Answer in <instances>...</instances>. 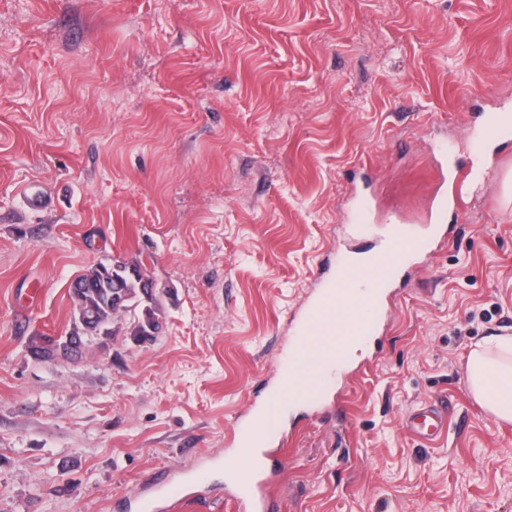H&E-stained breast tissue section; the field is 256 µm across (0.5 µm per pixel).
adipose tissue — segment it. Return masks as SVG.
Here are the masks:
<instances>
[{
	"instance_id": "adipose-tissue-1",
	"label": "adipose tissue",
	"mask_w": 512,
	"mask_h": 512,
	"mask_svg": "<svg viewBox=\"0 0 512 512\" xmlns=\"http://www.w3.org/2000/svg\"><path fill=\"white\" fill-rule=\"evenodd\" d=\"M470 393L496 421L512 423V336H492L466 363Z\"/></svg>"
}]
</instances>
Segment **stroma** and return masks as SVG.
<instances>
[{
  "mask_svg": "<svg viewBox=\"0 0 512 512\" xmlns=\"http://www.w3.org/2000/svg\"><path fill=\"white\" fill-rule=\"evenodd\" d=\"M493 113L512 115V0H0V512H242L224 458L307 301L390 223L418 231L439 161L465 175ZM510 181L495 144L334 378L345 418L288 409L273 512H512V424L465 373L512 334ZM359 191L379 218L360 231ZM112 256L145 265L163 332L127 319L34 359ZM441 402L440 440L405 430Z\"/></svg>",
  "mask_w": 512,
  "mask_h": 512,
  "instance_id": "obj_1",
  "label": "stroma"
}]
</instances>
